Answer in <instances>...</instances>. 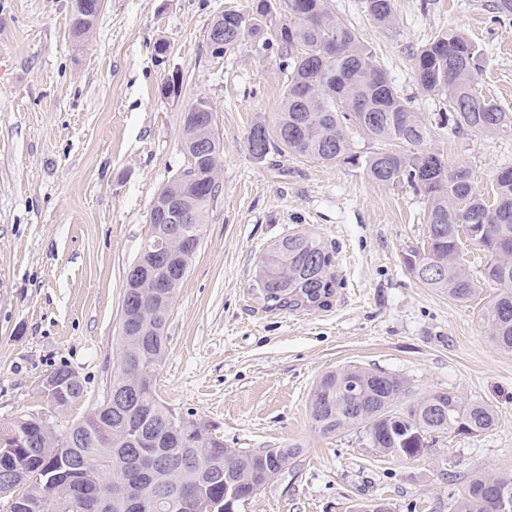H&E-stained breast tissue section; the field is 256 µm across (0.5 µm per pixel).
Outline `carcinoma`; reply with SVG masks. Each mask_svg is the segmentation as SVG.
<instances>
[{"label": "carcinoma", "instance_id": "cac0c4a2", "mask_svg": "<svg viewBox=\"0 0 512 512\" xmlns=\"http://www.w3.org/2000/svg\"><path fill=\"white\" fill-rule=\"evenodd\" d=\"M369 15L386 26L394 18V0H364ZM288 15L271 25L272 0H249L243 11L226 9L213 19L210 29L224 31V51L238 45L241 31L262 36L276 47L287 74L280 112L274 130L259 121L250 134L263 135L262 147L251 151L253 158L267 156L274 142L288 153L322 162L342 161L363 169L364 174L383 187L408 183L427 200L426 244L409 253L405 264L426 287L445 293L458 302H468L479 288L488 285L495 295L483 312L488 340L499 350L512 353V257L502 259L497 249L502 239L512 241V172L499 176L493 196H484L473 185L468 166H448L441 154L423 149L430 129L415 112L411 101L402 97L374 63L373 54L353 28L334 15L327 0H285ZM97 0H74L71 32L80 37L86 22L98 18ZM479 46L463 33L448 29L435 35L412 55L421 91L444 94L448 113L443 115L452 129L496 134L512 130V114L503 112L481 98L476 86L481 76ZM367 138L408 150L381 149L365 155L352 149L344 123ZM182 135L188 160L193 162L196 185L191 191L174 182L164 190L171 197L187 200L193 214L192 226L204 227L210 207L220 192L218 135L215 126L182 116ZM214 141L213 156L194 153L200 140ZM480 224L474 237L461 234L460 225ZM179 256L180 272L173 276L170 292L177 295L189 273L195 253L183 250L181 239L169 238ZM486 257L480 278H474L461 257L467 247ZM332 255L316 238L289 235L272 243L264 252L253 288L273 309H307L321 306L333 293ZM170 309L153 303L143 312L142 332L133 337L119 332L120 357L134 352L139 372L118 363L110 383L112 391L123 392L139 382V396L121 420H109L108 413L91 411L71 423L63 433L41 417L27 415L0 431V468L23 470L30 480V507L24 512H92L89 493L105 484L109 471L133 467L135 460L119 459L115 448H131L135 432L146 421L160 423L169 413L153 388V378L165 360V333ZM405 381L396 375L345 366L324 375L310 398L312 426L323 435L355 430L363 434L370 448L383 456L416 461L431 455L436 435L460 423L472 437L488 432L495 424L491 407L472 402L452 390L431 392L400 410ZM154 456L170 459H203L220 479H209L191 471L174 484L154 483L143 487L173 503L191 492L198 498L224 503V493L234 489L236 501H245L264 487L271 459L265 449L235 451L226 461L224 442L211 433L191 430L179 438L160 439L152 448ZM83 466L76 481L67 486L50 483L45 472L57 463ZM501 476L479 473L468 478L462 490L452 494L450 512H494L493 494Z\"/></svg>", "mask_w": 512, "mask_h": 512}]
</instances>
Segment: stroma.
<instances>
[{
	"mask_svg": "<svg viewBox=\"0 0 512 512\" xmlns=\"http://www.w3.org/2000/svg\"><path fill=\"white\" fill-rule=\"evenodd\" d=\"M491 2L394 0L384 27L364 0H328L424 118L425 149L465 163L483 192L512 165V132L450 131L446 97L421 92L411 57L435 33H464L482 51L479 94L512 113V15ZM246 4L104 0L76 41L72 0H0V428L31 414L64 427L103 400L126 270L155 196L188 165L181 114L204 96L223 147L221 193L168 319L160 400L226 447H298L237 512H351L374 498L391 512H448L451 479L512 475V354L487 340L481 319L494 290L460 303L408 270L405 254L426 237V201L408 184L382 187L350 164L275 148L251 156V126L280 108L281 58L257 38L221 58L206 45L215 14ZM297 233L332 254L334 294L314 310L267 308L252 288L259 260ZM63 365L85 391L54 411L42 380ZM347 365L399 376L408 402L454 390L492 406L495 424L477 437L440 435L435 458L411 462L377 455L353 431L324 436L309 398Z\"/></svg>",
	"mask_w": 512,
	"mask_h": 512,
	"instance_id": "1",
	"label": "stroma"
}]
</instances>
